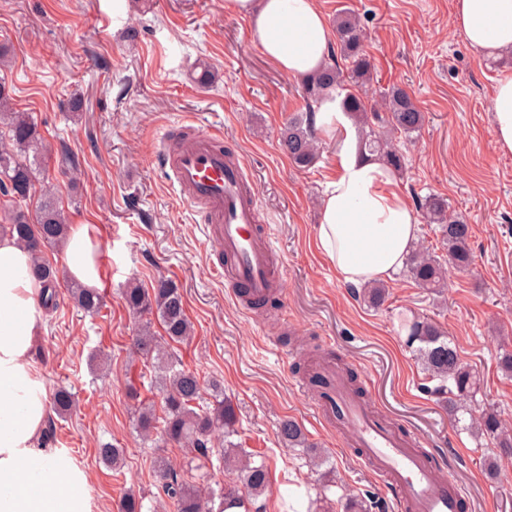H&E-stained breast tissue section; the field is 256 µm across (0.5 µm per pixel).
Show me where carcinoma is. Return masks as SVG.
Returning a JSON list of instances; mask_svg holds the SVG:
<instances>
[{
  "label": "carcinoma",
  "instance_id": "1",
  "mask_svg": "<svg viewBox=\"0 0 512 512\" xmlns=\"http://www.w3.org/2000/svg\"><path fill=\"white\" fill-rule=\"evenodd\" d=\"M365 33L356 18L348 11L336 19L337 51L331 52L327 64L303 80L305 95L321 104L339 100L344 112L350 113L361 124L372 122L379 131H371L360 141V151L383 159L394 172L403 171V156L393 139H410L419 134L425 115L411 96L400 87H391L383 93L384 110L367 108L359 87L370 81L372 64L364 49ZM343 57L350 65L349 77L336 64ZM11 96L0 83V195L8 204V223L0 224V234L17 238L31 253V273L44 284V304L55 297L57 269L44 258L47 249L60 246L68 232V219L60 202L46 195L35 211H30L27 199L41 173L47 145L33 116L13 110ZM314 112L303 119L299 116L288 121L279 134L280 150L299 167H308L317 158L314 135ZM439 232L446 257L419 249L410 253L407 275L421 288L438 291L447 286L448 271H465L472 264L469 245L471 227L457 217L448 215V204L439 197H430L421 204ZM76 306L86 313H99L103 296L95 289L77 283L70 288ZM126 307L135 314L146 316L135 336V353L158 361L160 371L158 390L163 396V425L156 426L153 410L144 407L138 412L137 428L146 442L155 447L162 445H188L196 457L188 459L187 468L195 460L210 457L213 437L217 432L224 437V448L219 457L224 465L233 466L240 473V484L217 488L198 486L185 478L184 471L172 468L164 460L157 464V478L163 497L170 501L174 512H234L245 507V501L263 495L269 486L270 473L265 461H252V454L236 447L230 437L237 433V415L231 401L224 398V390L214 381L205 388L199 374L182 366L174 354L166 350L169 342L180 343L191 334L184 298L179 287L170 280L160 279L151 288L130 283L122 290ZM157 319L162 334L152 330V319ZM406 343L413 349L425 375L439 381L433 392L443 396L451 420L472 413L471 403L481 391L479 373L462 361L456 348L439 326L428 320L414 319L407 325ZM54 412L63 417L75 405L73 394L65 388L50 396ZM471 429L504 452L512 450V430L503 422L496 408L490 404L471 418ZM279 438L288 448H300L321 466L326 462L321 449L311 446L299 423L284 419L279 424ZM125 449L113 443L98 448L100 460L114 468L120 467ZM335 470L327 468L320 474L321 494L309 502L307 512H323L328 506L326 491L335 486Z\"/></svg>",
  "mask_w": 512,
  "mask_h": 512
}]
</instances>
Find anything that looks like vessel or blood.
<instances>
[{"mask_svg": "<svg viewBox=\"0 0 512 512\" xmlns=\"http://www.w3.org/2000/svg\"><path fill=\"white\" fill-rule=\"evenodd\" d=\"M219 130L188 127L180 137L161 141L156 160L178 188L181 201L204 212L207 238L216 243L223 274L232 265L234 285L263 301L273 283L274 246L259 230L260 215L248 187L244 161L225 152ZM327 383L316 397L319 417L336 429L348 447L370 466L390 493L397 512H461L464 495L452 477L443 476L430 450L419 447L376 416L347 375L330 361L313 367Z\"/></svg>", "mask_w": 512, "mask_h": 512, "instance_id": "b4317fda", "label": "vessel or blood"}]
</instances>
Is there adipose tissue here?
<instances>
[{"label":"adipose tissue","mask_w":512,"mask_h":512,"mask_svg":"<svg viewBox=\"0 0 512 512\" xmlns=\"http://www.w3.org/2000/svg\"><path fill=\"white\" fill-rule=\"evenodd\" d=\"M225 13L246 18L264 56L289 77L322 66L332 32L318 0H224ZM453 25L483 58L512 55V0H456ZM491 108L499 151L512 153V72L498 77ZM336 140L337 170L320 199L318 242L340 280L367 284L392 279L414 246L419 222L381 161L361 156L353 122L337 104L315 115ZM99 244L89 225L65 241L70 278L99 287ZM29 251L0 235V512H90L86 474L59 449L41 444L49 390L32 354L43 333L41 283Z\"/></svg>","instance_id":"1"}]
</instances>
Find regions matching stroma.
<instances>
[{"label": "stroma", "instance_id": "obj_1", "mask_svg": "<svg viewBox=\"0 0 512 512\" xmlns=\"http://www.w3.org/2000/svg\"><path fill=\"white\" fill-rule=\"evenodd\" d=\"M453 0H319L328 22L353 12L366 32L371 106L385 88H404L424 112L420 137L405 144L397 177L411 206L429 195L447 199L449 214L471 227L474 266L448 274L444 293L417 288L405 274L387 281L388 299L369 307L362 289L340 280L319 246V200L336 174L335 145L320 138L315 164L301 168L283 155L278 135L306 111L301 81L272 64L250 37L247 19L226 14L224 0H0V81L18 110L32 113L52 146L37 192L62 199L70 224L94 225L105 276L97 315L70 300L63 251L45 257L60 271L56 306L33 354L49 389H70L66 417L49 415L47 447L65 451L85 471L91 512H118L125 494L152 507L158 493L154 459L183 467L186 447L154 449L135 425L141 405L160 403L152 360L132 352L140 320L120 290L175 281L193 326L172 350L202 381L220 380L238 417L234 438L261 452L270 468L267 492L251 512H285L294 493L316 496L318 475L300 450L278 438L283 419L296 420L329 455L336 485L328 496L372 493L382 512L390 494L300 391L318 351L341 356L362 378L373 406L405 436L433 449L442 472L467 493L464 512H512V457L497 479L485 471L486 451L454 424L446 406L424 389L425 375L405 345L406 320L427 317L446 331L460 358L481 379V394L512 426V376L499 365L512 352V154L493 136L491 98L512 57H480L453 30ZM214 78L200 88V64ZM80 111L68 109L71 98ZM192 119L224 132L225 147L244 158L261 219L282 261L279 304L245 312L210 263L200 217L183 204L155 151L168 129ZM73 159L75 178L60 172ZM417 246L440 249L418 209ZM119 442L121 472L97 449Z\"/></svg>", "mask_w": 512, "mask_h": 512}]
</instances>
